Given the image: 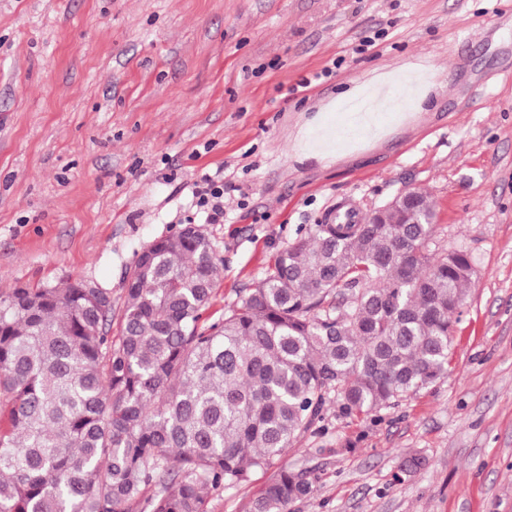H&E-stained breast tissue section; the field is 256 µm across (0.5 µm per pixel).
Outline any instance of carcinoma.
<instances>
[{
    "instance_id": "1",
    "label": "carcinoma",
    "mask_w": 512,
    "mask_h": 512,
    "mask_svg": "<svg viewBox=\"0 0 512 512\" xmlns=\"http://www.w3.org/2000/svg\"><path fill=\"white\" fill-rule=\"evenodd\" d=\"M346 214L278 253L202 322L223 260L195 224L154 240L112 296L83 280L0 295V512H208L320 419L389 408L448 374L472 265L432 254L434 207ZM311 483L279 470L248 512Z\"/></svg>"
}]
</instances>
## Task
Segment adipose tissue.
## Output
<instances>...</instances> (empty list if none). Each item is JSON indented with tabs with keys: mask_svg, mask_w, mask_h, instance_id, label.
Wrapping results in <instances>:
<instances>
[{
	"mask_svg": "<svg viewBox=\"0 0 512 512\" xmlns=\"http://www.w3.org/2000/svg\"><path fill=\"white\" fill-rule=\"evenodd\" d=\"M329 112L316 113L305 125L298 144L301 157L329 161L353 152L360 142H373L386 138L394 125L407 120L404 112L395 113L392 120H385L383 113L373 112L359 116L350 123L349 134L337 135Z\"/></svg>",
	"mask_w": 512,
	"mask_h": 512,
	"instance_id": "1",
	"label": "adipose tissue"
}]
</instances>
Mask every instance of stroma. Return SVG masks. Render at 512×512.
Wrapping results in <instances>:
<instances>
[{
  "label": "stroma",
  "mask_w": 512,
  "mask_h": 512,
  "mask_svg": "<svg viewBox=\"0 0 512 512\" xmlns=\"http://www.w3.org/2000/svg\"><path fill=\"white\" fill-rule=\"evenodd\" d=\"M386 72L413 120L300 159L303 124ZM511 73L498 0H0V293L85 279L120 310L138 253L192 222L224 260L217 317L337 207L423 190L432 252L473 268L447 377L368 416L330 396L275 466L312 483L291 512H512ZM270 477L210 512H246ZM224 196V188L211 187L206 188L197 193L198 201L197 204L200 207L208 209L211 214L210 218L213 221H217L219 218L224 217V206L221 200Z\"/></svg>",
  "instance_id": "stroma-1"
}]
</instances>
